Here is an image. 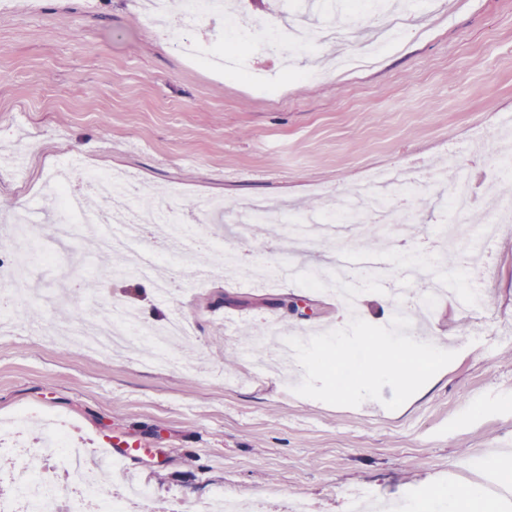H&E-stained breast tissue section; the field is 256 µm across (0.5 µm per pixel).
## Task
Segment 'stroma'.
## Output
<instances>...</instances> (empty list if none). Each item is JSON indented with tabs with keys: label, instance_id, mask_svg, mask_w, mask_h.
<instances>
[{
	"label": "stroma",
	"instance_id": "obj_1",
	"mask_svg": "<svg viewBox=\"0 0 512 512\" xmlns=\"http://www.w3.org/2000/svg\"><path fill=\"white\" fill-rule=\"evenodd\" d=\"M337 13L344 38L329 51H300L292 74L272 56L242 49L261 84L188 63L146 23L139 0H27L0 10V158L23 155L14 175H0L10 212L30 207L35 227L58 219L55 167L69 158L99 170L138 176L136 196L166 199L191 224L210 199L261 202L275 230L241 241L221 210L201 229L225 249L282 271L271 287L215 271L197 288V255L170 245L174 291L159 297L126 265L113 266L96 291L75 292L60 313L49 296L26 297L0 331V421L27 412L73 427L90 458L102 435L120 430L146 441L141 462L112 465L113 484L134 480L151 496L137 512L191 507L232 490L256 512H291L306 498L311 512H348V494L374 496L377 512H417L444 487L498 484L495 512H512V223L490 243L449 239L448 175L482 178L497 143L512 133V0H443L439 15L418 9L405 42L383 48L375 63L318 70L320 57L360 54L375 35L379 11ZM390 177L392 196L408 195L410 224H389L372 254L378 264L348 285L361 289L363 320L385 326L402 302L419 306L426 283L404 280L394 245L436 241L461 257L447 271L448 292L425 320L420 340L454 351L397 410L382 400L334 406L286 387L251 331L273 321L299 337L334 329L344 313L325 291L305 286L313 270L331 273L338 255L364 252L351 226L300 248L290 227L306 212L338 213L345 190ZM46 287L96 279L101 250L43 238ZM484 284L490 305L472 309L463 292ZM111 304L159 324L179 314L193 325L176 346V363L140 352L102 361L41 334L49 322L91 318ZM236 331L228 333L225 321Z\"/></svg>",
	"mask_w": 512,
	"mask_h": 512
}]
</instances>
